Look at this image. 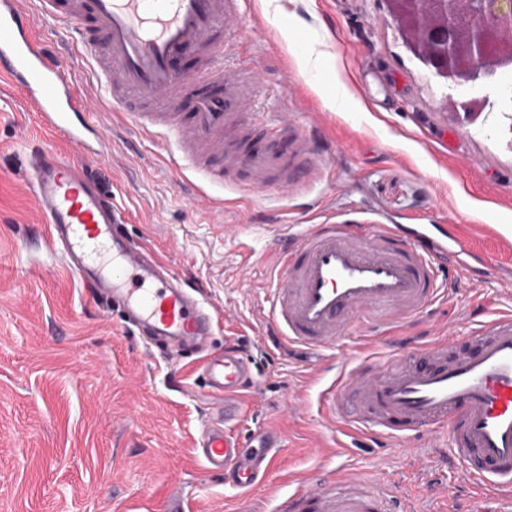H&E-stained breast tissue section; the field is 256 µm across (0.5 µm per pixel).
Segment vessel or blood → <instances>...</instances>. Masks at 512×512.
<instances>
[{"mask_svg":"<svg viewBox=\"0 0 512 512\" xmlns=\"http://www.w3.org/2000/svg\"><path fill=\"white\" fill-rule=\"evenodd\" d=\"M41 14L62 21L74 55L50 52L33 35L19 0H0V85L21 92L49 134L100 159L112 155L101 112L142 133L170 136L194 169L213 185L259 189L276 184L297 192L291 154L252 145L245 116L263 82L253 62L234 72L217 64V50L245 15L246 0H38ZM194 56L193 76L176 64ZM85 68L100 94H86L73 73ZM30 181L46 224L48 250L68 270L95 283V297L120 310L147 345L164 352L203 348L214 315L182 282L166 276L147 248L134 247L120 214L84 179L79 165L50 150L30 160ZM458 240L434 224L410 230L381 220L309 224L292 246L277 249L269 319L283 341L331 353L310 380L317 409L343 434L395 438L443 436L463 462V477L482 479L489 496L512 501V312L485 311L466 346L455 336L403 342L386 355L350 362L334 350L354 331L405 325L441 300L436 274L448 258L466 268ZM203 371L224 395L196 446L208 468L244 488L256 478L242 469V443L230 425L245 409L251 366L238 350L206 356ZM288 512H410L400 497L337 468L331 483L308 482L288 496Z\"/></svg>","mask_w":512,"mask_h":512,"instance_id":"1","label":"vessel or blood"}]
</instances>
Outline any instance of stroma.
<instances>
[{"mask_svg":"<svg viewBox=\"0 0 512 512\" xmlns=\"http://www.w3.org/2000/svg\"><path fill=\"white\" fill-rule=\"evenodd\" d=\"M385 0H249L236 52L264 71L249 121L273 113L325 168L305 192L237 191L208 184L161 134L112 129V156L92 159L48 136L17 91L0 88V512H275L298 483L325 480L335 460L318 449L333 424L316 408L284 409L325 353L266 334L270 240L309 223L306 202L338 212L382 213L397 224H444L482 265L461 275L448 301L407 328L410 336L457 328L468 342L478 305L512 307V104L498 88L440 78L409 50ZM312 57L315 68L303 65ZM344 83L352 99L336 111ZM489 96L477 116L460 101ZM50 148L84 167L169 272L201 292L218 321L210 350L245 336L252 400L231 432L278 428L281 462L253 488L225 484L195 451L217 401L195 353L146 349L119 311L41 247L42 216L27 187L29 157ZM352 473L396 489L432 512V483L455 512L475 490L447 451L422 444L399 454L358 437Z\"/></svg>","mask_w":512,"mask_h":512,"instance_id":"35a3bbf8","label":"stroma"}]
</instances>
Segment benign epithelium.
Segmentation results:
<instances>
[{
	"instance_id": "7a95c632",
	"label": "benign epithelium",
	"mask_w": 512,
	"mask_h": 512,
	"mask_svg": "<svg viewBox=\"0 0 512 512\" xmlns=\"http://www.w3.org/2000/svg\"><path fill=\"white\" fill-rule=\"evenodd\" d=\"M438 76L473 82L512 66V0H386Z\"/></svg>"
}]
</instances>
